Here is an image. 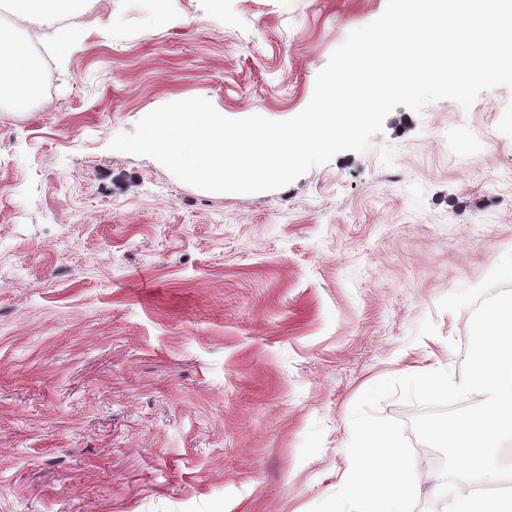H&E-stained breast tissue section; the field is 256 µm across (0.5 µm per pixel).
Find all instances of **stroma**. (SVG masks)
I'll use <instances>...</instances> for the list:
<instances>
[{"label":"stroma","mask_w":512,"mask_h":512,"mask_svg":"<svg viewBox=\"0 0 512 512\" xmlns=\"http://www.w3.org/2000/svg\"><path fill=\"white\" fill-rule=\"evenodd\" d=\"M387 0H86L12 14L39 97L0 101V512H310L351 409L410 364L461 378L512 250V88L395 108L363 153L210 193L111 150L189 98L282 121ZM77 38L60 53L55 31ZM415 512H444L413 441Z\"/></svg>","instance_id":"obj_1"}]
</instances>
